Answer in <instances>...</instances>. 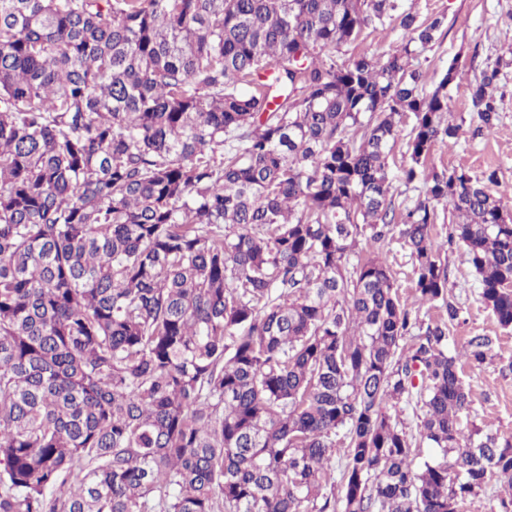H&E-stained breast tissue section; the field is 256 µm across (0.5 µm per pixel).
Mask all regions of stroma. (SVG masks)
<instances>
[{
	"label": "stroma",
	"instance_id": "35a3bbf8",
	"mask_svg": "<svg viewBox=\"0 0 512 512\" xmlns=\"http://www.w3.org/2000/svg\"><path fill=\"white\" fill-rule=\"evenodd\" d=\"M420 16L446 13L448 30L432 48L425 50L420 61L429 80H436L452 59H459L460 70L455 84L448 91V103L456 123L461 124L459 139L437 145L431 157L436 168L461 166L474 175L496 171L498 181L492 192L500 197L503 207L512 212V67L504 69L501 83L504 97L500 120L492 130L474 134L473 112L468 96L470 84L479 77L487 59L501 54L512 37V0H413ZM409 139L401 131L391 154L390 173L393 178V201L397 210L413 207L423 196L421 183L405 184L401 178V161ZM450 213L440 212L434 234L443 249L441 258L448 265V288L458 298L461 323L452 330L449 349L463 350L473 336L493 340L490 357L477 365L463 363L464 379L471 390L472 408L462 421L463 428L478 425L484 431L502 437L512 436V331L503 330L491 310L480 297L474 271L463 262L461 250L448 246Z\"/></svg>",
	"mask_w": 512,
	"mask_h": 512
}]
</instances>
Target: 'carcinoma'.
Masks as SVG:
<instances>
[{
    "label": "carcinoma",
    "mask_w": 512,
    "mask_h": 512,
    "mask_svg": "<svg viewBox=\"0 0 512 512\" xmlns=\"http://www.w3.org/2000/svg\"><path fill=\"white\" fill-rule=\"evenodd\" d=\"M446 20L405 0H0V512H460L493 478L512 512V440L461 428L460 358L493 340L448 351L437 207L504 329L512 215L496 171L429 167L461 131L458 61L430 92L415 63ZM395 26L387 52L352 51ZM509 65L469 86L482 129ZM407 122L402 179L425 197L398 217ZM395 237L406 297L374 252ZM413 397L415 435L391 413ZM410 125L403 126L398 139L397 145L395 146L389 163L390 173L393 178V201L395 207L399 211H405L407 208H412L417 201L423 197V185L422 183H414L406 185L401 179V161L403 154L406 151V143L409 139Z\"/></svg>",
    "instance_id": "carcinoma-1"
}]
</instances>
